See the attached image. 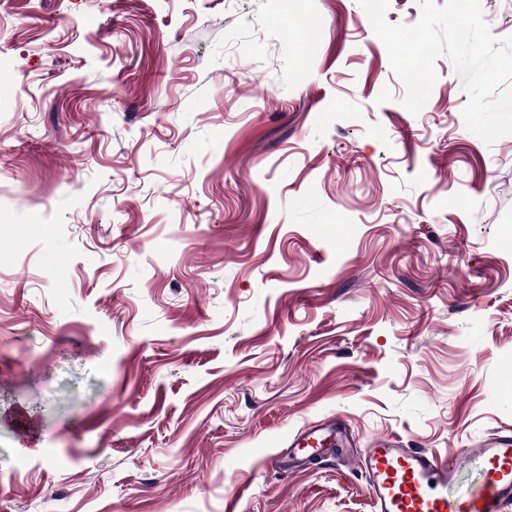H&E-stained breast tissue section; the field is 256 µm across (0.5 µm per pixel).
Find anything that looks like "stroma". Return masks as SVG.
<instances>
[{"label":"stroma","instance_id":"35a3bbf8","mask_svg":"<svg viewBox=\"0 0 512 512\" xmlns=\"http://www.w3.org/2000/svg\"><path fill=\"white\" fill-rule=\"evenodd\" d=\"M357 0H0V512H372L512 429V135ZM342 420L350 448L272 468Z\"/></svg>","mask_w":512,"mask_h":512}]
</instances>
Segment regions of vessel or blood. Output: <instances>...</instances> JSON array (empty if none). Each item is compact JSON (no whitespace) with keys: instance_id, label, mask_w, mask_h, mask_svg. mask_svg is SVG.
Segmentation results:
<instances>
[{"instance_id":"b4317fda","label":"vessel or blood","mask_w":512,"mask_h":512,"mask_svg":"<svg viewBox=\"0 0 512 512\" xmlns=\"http://www.w3.org/2000/svg\"><path fill=\"white\" fill-rule=\"evenodd\" d=\"M344 439V427L333 422L302 431L292 445L312 456L342 446ZM470 452L481 462L482 481L475 493L457 499L448 496L458 472L451 457L384 437L360 454L356 466L366 479L374 512H504L512 504V429L491 434Z\"/></svg>"}]
</instances>
